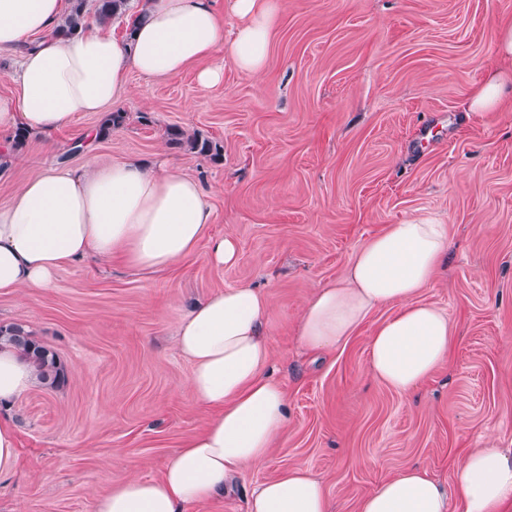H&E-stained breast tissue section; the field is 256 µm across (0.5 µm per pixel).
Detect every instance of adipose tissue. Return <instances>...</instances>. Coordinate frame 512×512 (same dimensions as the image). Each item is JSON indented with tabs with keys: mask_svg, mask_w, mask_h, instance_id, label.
<instances>
[{
	"mask_svg": "<svg viewBox=\"0 0 512 512\" xmlns=\"http://www.w3.org/2000/svg\"><path fill=\"white\" fill-rule=\"evenodd\" d=\"M64 0H0V55L21 52L14 91L0 96V128L50 136L83 112L120 103L131 74L153 80L230 48L242 71L261 76L277 16L275 0H229L240 20L232 32L210 0H147L131 38L103 29L72 38L52 30ZM502 61L475 91L468 111L491 112L512 100V24L498 41ZM212 207L203 187L178 166L149 169L123 159L88 158L76 169L52 162L0 202V291L32 294L52 288L63 267L88 259L154 273L169 269L208 239L210 262L235 263L233 236L206 238ZM445 225L416 218L390 225L356 252L341 285L308 301L298 339L328 349L351 336L367 313L400 303L369 345L372 373L409 393L448 356L456 331L437 306L419 301L449 252ZM268 300L237 285L192 305L180 321L177 344L191 363L193 399L208 407L206 426L186 440L156 479L132 478L100 496L94 512H185L222 495L243 467L265 463L288 422L287 397L271 377ZM37 380L32 363L0 344V403L9 404ZM454 492L425 472L407 469L365 496L359 512H512V452L487 435L455 467ZM324 484L302 468L265 483L249 512H336Z\"/></svg>",
	"mask_w": 512,
	"mask_h": 512,
	"instance_id": "obj_1",
	"label": "adipose tissue"
}]
</instances>
